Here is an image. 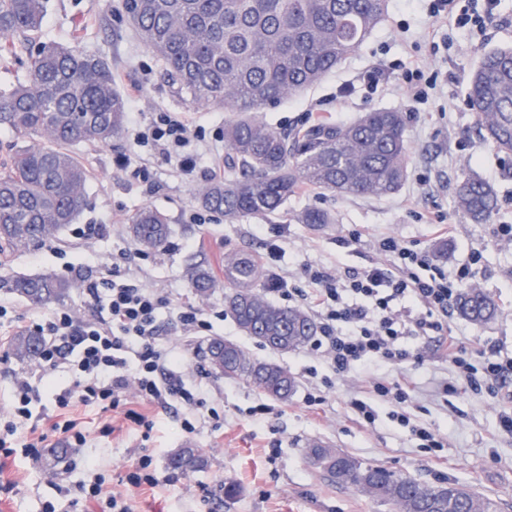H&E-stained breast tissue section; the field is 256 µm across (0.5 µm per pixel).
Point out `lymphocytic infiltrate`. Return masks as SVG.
I'll return each mask as SVG.
<instances>
[{
  "label": "lymphocytic infiltrate",
  "instance_id": "f902f5d3",
  "mask_svg": "<svg viewBox=\"0 0 512 512\" xmlns=\"http://www.w3.org/2000/svg\"><path fill=\"white\" fill-rule=\"evenodd\" d=\"M498 0H428L434 20L485 32L494 18ZM134 146L148 147L176 160L182 172L192 173L191 147L197 137L185 119L160 113L150 124L132 123ZM378 252L390 258L391 267L375 265L363 270L307 269L306 285L277 279L280 295L299 302L318 320L319 335L313 348L320 351L334 374L344 375L367 362L398 366L418 358V344L433 342L446 357L456 380L476 393L499 396V429L512 436V352L503 344L483 340L472 344L453 336L450 321L460 293L471 287L482 265V249H472L466 264L456 269L434 261L430 252L395 236L374 242ZM129 253H121L103 274L84 275L75 268L82 292L92 308L90 318L72 311H56L29 319L28 332L42 336L43 345L34 370L14 375V399L9 434L15 435L26 458L41 459L49 435H62L79 446L94 435L109 436L116 425L152 429L155 410L179 404L188 415L184 427L193 434L216 418L199 387H186L174 379L182 363L173 348L162 342V314H169L184 333L196 336L209 323L190 302L131 276L126 268ZM67 373L69 386L55 396L57 413L47 429L25 431L30 420L33 380ZM376 401L354 398L350 407L360 424L375 423L380 403H387L389 417L408 428L424 448H440L444 442L434 430L410 422L401 407L410 398L409 382L378 381L373 385ZM98 406L107 413L97 432L80 427L74 412L82 406ZM150 456L138 457L125 477L127 493L104 488L94 479L84 499L70 498V507L86 501L97 512H136L138 492L171 484Z\"/></svg>",
  "mask_w": 512,
  "mask_h": 512
}]
</instances>
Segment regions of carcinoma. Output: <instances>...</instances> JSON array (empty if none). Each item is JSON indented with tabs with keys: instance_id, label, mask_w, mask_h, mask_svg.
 Masks as SVG:
<instances>
[{
	"instance_id": "obj_1",
	"label": "carcinoma",
	"mask_w": 512,
	"mask_h": 512,
	"mask_svg": "<svg viewBox=\"0 0 512 512\" xmlns=\"http://www.w3.org/2000/svg\"><path fill=\"white\" fill-rule=\"evenodd\" d=\"M386 0H124L129 22L164 64L171 85L195 104L222 105L237 113L224 126V178L197 191L198 202L233 223L278 213L302 188L341 196H388L407 174L406 117L392 109L364 113L349 124L321 123L295 133L259 117L285 97L321 82L353 54L382 21ZM46 0H0V62L26 66L24 80L0 90V125L17 138L0 163V252L20 253L60 236L85 205L89 172L78 145H106L121 132L128 103L114 86L103 58L77 45L40 41ZM477 125L495 147L512 155V48L486 52L470 77ZM458 207L475 222L492 217V186L476 177L457 185ZM301 224H330L325 210L307 208ZM135 245L166 247L170 224L149 206L130 217ZM200 298L214 287L210 267L186 268ZM0 288L33 305L63 301L71 283L50 273L0 276ZM226 311L247 335L276 352L304 347L316 326L298 307L267 298L263 266L251 253L224 256ZM458 314L487 323L498 314L479 288L465 289ZM42 337L20 332L14 354L33 360ZM212 373L246 381L286 400L294 377L275 363L251 359L236 343L209 341ZM308 462L339 484L361 489L393 512H501L500 501L478 496L458 480L429 483L351 454L316 445ZM206 465L198 449L183 447L168 460L176 471Z\"/></svg>"
}]
</instances>
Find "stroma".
I'll return each mask as SVG.
<instances>
[{
	"label": "stroma",
	"instance_id": "35a3bbf8",
	"mask_svg": "<svg viewBox=\"0 0 512 512\" xmlns=\"http://www.w3.org/2000/svg\"><path fill=\"white\" fill-rule=\"evenodd\" d=\"M41 39L74 41L101 56L112 69L117 89L126 96L136 95L131 109L142 122L161 112H178L201 139L196 145V167L189 175L134 148L127 128L110 144L77 147L90 171L88 205L78 222L104 225V233L85 239L69 229L29 251L1 254L0 275L51 270L65 278L69 266L80 265L86 256L111 261L134 247L128 233L132 213L144 206L164 212L171 226L166 248L136 261L131 271L148 286L185 298L211 318L210 335L186 336L175 319L163 316L162 339L182 360L181 381L206 389L207 404L217 409L219 419L190 437L182 429V412L171 408L156 411L154 427L147 434L121 429L82 448L50 437L41 460L20 456L7 460L0 476L10 480L13 488L0 492V512H41L44 501L57 497L53 484L57 477L72 496L82 497L90 465L104 478L108 490L124 491L123 478L135 458L151 455L158 469L167 470L169 457L189 438L206 457L205 468L176 474L174 484L140 494L138 512H391L389 506L354 487L330 482L313 468L304 450L317 439L363 463L397 473L430 482L459 480L476 494L500 498L504 512H512V436L499 434L497 407L487 395L461 384L448 399L439 397L438 382L452 378L453 370L433 343L421 345L420 360L396 367L368 363L334 379L331 388L325 389L320 379L327 369L311 347L272 353L240 331L232 317L217 318V311L224 308L223 288L201 299L184 276L189 260H202L220 282L225 254L245 251L262 259L273 245L279 248L273 272L299 280L308 267L360 270L384 263V256L373 246L383 236L419 244L438 263L451 268L465 262L471 248L480 247L486 273L475 284L492 297L499 314L486 324L456 315L450 326L465 341L494 339L512 349V243L492 241L489 235L491 224H512V156L498 152L480 133L468 98L469 78L481 53L512 48V0H501L498 16L484 35L435 22L415 2L388 0L383 21L354 54L316 86L267 109L265 117L292 133L318 122L345 124L374 109L405 113L410 158L400 189L382 198L306 191L291 197L277 215L249 217L235 224L202 209L196 199L207 176L224 169V126L231 112L191 104L174 92L163 63L130 25L122 0H48ZM413 59L420 61L425 78L436 81L428 103L412 102L393 78L377 91L359 83L360 73L372 64L387 66ZM141 165L150 169L149 181L134 176V169ZM468 175L485 180L497 191L499 206L490 223H475L456 206V185ZM312 207L331 212L335 223H297L296 214ZM430 211L456 225L454 238L434 235L424 220ZM354 229L361 230V242L343 246V238ZM1 303L13 307L24 322L61 307L83 318L91 315L78 287L59 305L37 307L3 290ZM16 332L13 326L0 329V416L10 409L14 373L29 366L10 347ZM213 335L236 342L253 358L286 367L296 381L294 393L288 400H277L244 381L211 373L203 351ZM311 369L316 377H308ZM404 376L417 384L407 412L412 422L433 425L445 437L447 465H435L431 450L418 447L408 430L391 422L387 414H380L368 428L350 414V397L369 381ZM316 391L323 393L325 401L309 405L307 397ZM261 404L271 412L264 425L256 427L249 415ZM228 484L237 487L235 498H225ZM206 494L211 497L207 505L202 502Z\"/></svg>",
	"mask_w": 512,
	"mask_h": 512
}]
</instances>
